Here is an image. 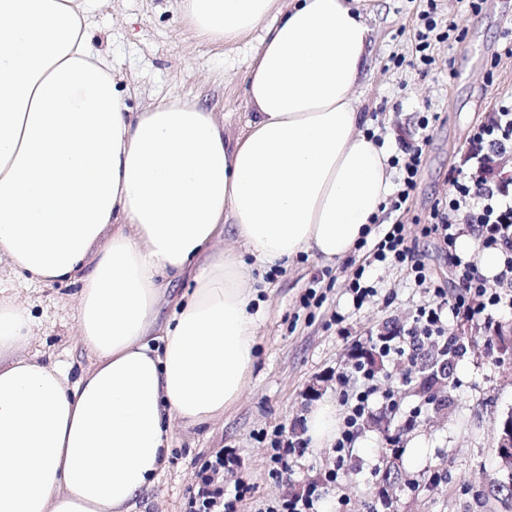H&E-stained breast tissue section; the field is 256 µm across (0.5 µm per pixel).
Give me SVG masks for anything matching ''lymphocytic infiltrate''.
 <instances>
[{
	"label": "lymphocytic infiltrate",
	"instance_id": "obj_1",
	"mask_svg": "<svg viewBox=\"0 0 512 512\" xmlns=\"http://www.w3.org/2000/svg\"><path fill=\"white\" fill-rule=\"evenodd\" d=\"M509 149H512V96L495 103L490 123L474 127L469 137L471 167L466 171L456 168L449 173L452 191L447 197L435 200L424 229L425 234L436 236L448 250L454 251L458 237L454 215L465 212L466 222L482 248L497 249L504 255L503 268L497 275L502 291L488 293L487 279L477 262L455 255L456 292L450 295L440 285H433V306L419 310L402 343L382 341L379 346L382 356L414 358L421 342L442 337L443 315L469 319L483 312L492 316L512 311V176L497 173L492 167L494 158ZM372 251L376 261L405 265L416 281L427 282L426 265L415 246L410 245L404 225H387ZM349 374L361 379L362 388L343 401L346 411L333 446L339 456L351 446L361 422L370 416L374 405L387 409L397 406L392 393L381 394L374 388V373L367 364L354 362ZM238 462L232 448L221 449L203 462L198 471L197 488L187 501V512H239L238 507L247 492L245 485L238 484L230 490L224 486L225 469Z\"/></svg>",
	"mask_w": 512,
	"mask_h": 512
}]
</instances>
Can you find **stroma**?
Returning a JSON list of instances; mask_svg holds the SVG:
<instances>
[{"label":"stroma","mask_w":512,"mask_h":512,"mask_svg":"<svg viewBox=\"0 0 512 512\" xmlns=\"http://www.w3.org/2000/svg\"><path fill=\"white\" fill-rule=\"evenodd\" d=\"M371 64L354 95L391 156L403 157V143L427 140L425 159L410 210L385 209L374 233L402 224L422 255L431 277L455 290L448 253L422 228L435 199L451 191L448 173L463 166L470 129L487 121L496 100L512 95V0H484L472 10L468 0H366ZM431 16L438 31L458 25L462 41L433 42L434 62L419 61L414 34ZM265 30L257 25L238 41L215 43L198 36L184 19L179 0H94L90 36L109 56L129 111L171 101L200 104L237 135L250 106L245 82L252 55ZM429 126H422L423 117ZM368 249L333 263L302 256L278 272L254 267L265 303L256 336V359L242 399L202 424L173 423L164 471L139 498L136 512H185L199 481L200 464L223 448L237 449L242 466L226 474L251 490L242 512L268 506L309 486H317L320 512H373L384 499L387 512H512V499L494 490L501 479L497 431L512 414V348L490 338L483 315L448 321L446 335L463 340L454 357L439 408L413 391L414 366L396 357L379 358L375 382L393 391L398 411L375 410L337 462L332 449L305 446L290 457L280 477L269 474L273 430L305 438V416L314 404L338 401L336 377L355 349H371L381 337L407 331L432 296L397 264L370 271L373 296L354 306L348 283ZM320 306L304 307L309 288ZM75 287L64 284L20 288L37 325L24 355L60 364L77 381L92 359L76 335ZM422 438L427 455L419 466L407 462L411 441ZM338 469L337 486L325 482Z\"/></svg>","instance_id":"35a3bbf8"}]
</instances>
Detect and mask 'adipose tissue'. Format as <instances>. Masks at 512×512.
Masks as SVG:
<instances>
[{
  "label": "adipose tissue",
  "mask_w": 512,
  "mask_h": 512,
  "mask_svg": "<svg viewBox=\"0 0 512 512\" xmlns=\"http://www.w3.org/2000/svg\"><path fill=\"white\" fill-rule=\"evenodd\" d=\"M90 2L0 0V260L77 286L93 357L73 383L20 356L33 320L0 278V512H130L172 419L210 421L250 380L263 308L235 245L262 266L343 258L392 190L353 95L370 28L349 0H183L213 42L275 17L234 137L196 104L129 111ZM223 238L233 248L215 249ZM191 266V293L162 317Z\"/></svg>",
  "instance_id": "1"
}]
</instances>
